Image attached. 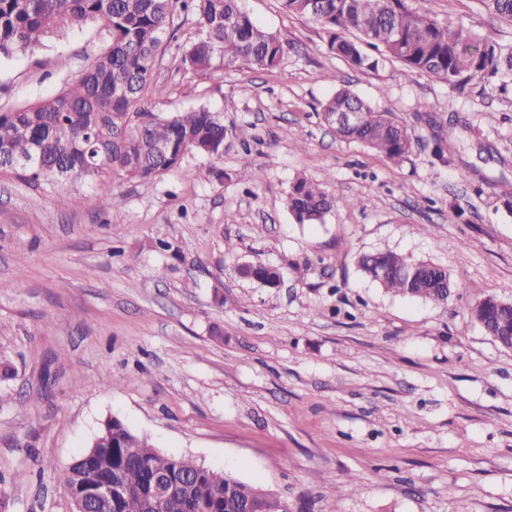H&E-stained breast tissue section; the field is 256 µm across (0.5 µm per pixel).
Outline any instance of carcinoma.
<instances>
[{
    "label": "carcinoma",
    "mask_w": 512,
    "mask_h": 512,
    "mask_svg": "<svg viewBox=\"0 0 512 512\" xmlns=\"http://www.w3.org/2000/svg\"><path fill=\"white\" fill-rule=\"evenodd\" d=\"M195 16L197 32L186 43L182 62L195 72L245 64L255 70L279 66L288 46L243 9L241 0H0V55L9 56L43 43L45 37L97 21L111 34L102 52L63 93L35 105L0 112V172L34 189L88 183L103 210L119 204L112 177L147 182L183 168L192 152L218 157L229 129L219 113L201 105L161 118L147 100L167 89L153 80L159 52L174 37L175 4ZM480 9L512 23V0H478ZM291 15L317 21L336 56L359 70H374L383 60L435 77L448 86L486 91L512 89V42L464 29L453 20H436L410 6V0H280ZM357 33L356 39L348 33ZM348 107L361 112L356 128L334 123ZM321 119L336 137L376 151L394 163L414 152L407 128L387 110L372 107L341 88L322 104ZM460 120L448 118L433 156L451 164L442 142L453 148ZM37 157L33 166L22 162ZM336 199L306 177L296 178L286 194L288 212L298 224H321ZM359 270L386 291L435 304L448 302L458 287L448 270L385 250L359 255ZM239 274L268 288L280 282L269 266L238 268ZM470 320L502 347L512 345V306L488 296L470 309ZM162 473L167 494L151 492ZM97 479L118 482L122 494L110 512H291L288 501L261 486L240 481L185 458L164 454L123 421L110 418L86 449L65 469L66 494L82 492Z\"/></svg>",
    "instance_id": "cac0c4a2"
}]
</instances>
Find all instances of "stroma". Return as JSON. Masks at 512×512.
<instances>
[{"instance_id":"stroma-1","label":"stroma","mask_w":512,"mask_h":512,"mask_svg":"<svg viewBox=\"0 0 512 512\" xmlns=\"http://www.w3.org/2000/svg\"><path fill=\"white\" fill-rule=\"evenodd\" d=\"M242 5L287 42L277 68L186 70L182 15L156 62L168 94L152 112L205 104L230 130L221 159L187 156L194 178H114L121 202L104 211L90 186L76 206L0 173V361L16 371L0 381V512H72L59 476L112 417L291 512H512V350L469 320L486 296L512 301V95L391 60L361 71L279 0ZM411 5L512 42L477 0ZM110 43L90 21L1 57L0 111L60 93ZM342 87L407 126L409 160L336 139L321 105ZM451 115L480 132L443 165L430 121ZM299 176L335 195L324 223L290 216ZM379 249L459 287L444 304L387 293L357 266ZM246 262L278 267L281 286L240 277Z\"/></svg>"}]
</instances>
